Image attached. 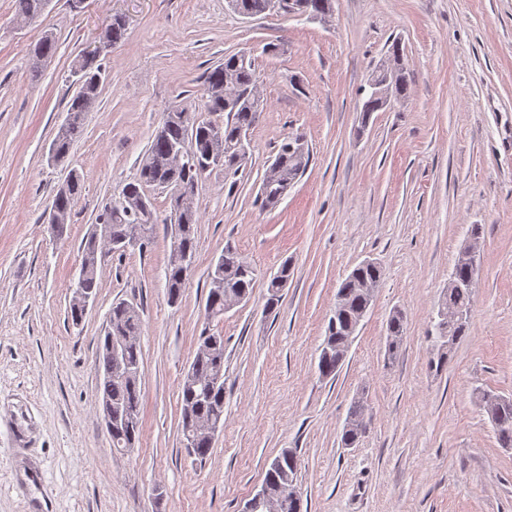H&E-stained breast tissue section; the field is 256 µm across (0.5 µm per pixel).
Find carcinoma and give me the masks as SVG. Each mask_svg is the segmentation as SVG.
<instances>
[{"label":"carcinoma","instance_id":"cac0c4a2","mask_svg":"<svg viewBox=\"0 0 512 512\" xmlns=\"http://www.w3.org/2000/svg\"><path fill=\"white\" fill-rule=\"evenodd\" d=\"M16 16L30 21L39 19L45 12L47 0H14ZM308 15L322 16L334 10V0H301ZM239 12L249 16L265 13L267 0H236ZM127 24L119 17H112L107 27L111 45L116 46L125 39ZM56 51L55 35L46 30L30 48V71L36 77L41 72L43 62ZM75 67L82 71L83 81L79 90L67 104V116L63 133L56 135L58 151L66 154L70 146L83 132L84 115L88 112L86 99L98 98L103 83L102 64L84 58L77 61ZM382 77L389 79L392 99L406 97L408 82L401 63V48L395 43L380 65ZM257 83L252 61L237 54L224 58V62L211 68L204 80V111L211 114L225 112L227 120L216 121L201 119L197 126L190 125L175 109L163 113L162 121L155 130L150 145L143 157L136 181L126 184L119 198L112 202V211H101L96 224L87 236L82 265L87 268L83 290L90 296L97 294L98 262L105 255L104 247H113L124 233L134 230L143 236L140 250L152 243L155 225L163 222L174 225L173 244H177L190 253H195V230L198 213L195 202L181 204L185 194L195 195L199 180L206 173L205 154L210 136L221 134L224 142V174L235 177L242 170L246 157L240 155L239 143L242 137L256 121L258 107L247 98L248 92ZM187 154V160H176L177 152ZM311 158L308 142L302 134L285 136L277 148L273 161L276 170L266 174L260 186L256 201L261 208L276 205L285 196L288 189L305 173ZM152 186L170 192V214L159 219L153 204L145 194V188ZM81 191V180L76 174L70 176L65 184L58 187L52 202L51 212L61 218V222L52 225L53 230L63 234L70 217L74 200ZM291 267L285 263L271 277L268 283L269 297L267 307L273 308L279 302L283 288L288 284ZM190 270L169 255L166 269L168 295L175 303L181 296ZM257 278L256 268L246 259L230 249L224 251L208 271L209 290L205 302V314L210 319L224 315V299L227 296H240L249 299ZM382 270L376 264L358 265L342 281L336 293L340 309L333 322L328 323L324 344L334 343L342 338L349 322L356 319L360 312L369 307L370 299L365 291V283H380ZM472 292L467 288H450L444 294L443 302L448 309L467 312L471 306ZM112 331L105 332L98 353V367L103 371L102 392L103 409L108 411L112 421V446L121 451L132 448L141 433V398L137 379L120 380L112 376V341L128 338L125 358L128 363L140 366L142 351L140 336L142 330L141 312L138 306L120 301L112 305L110 312ZM404 333V316L396 311L388 324V357L397 356ZM343 365L336 357L335 348L330 352H321L318 368L322 376L334 377ZM193 383L182 381L181 385V431L199 429L193 435L187 451L197 459H205L213 448L214 438L200 429L202 424L224 422V337L211 329H203L198 337V349L188 369ZM363 404L354 402L351 415L359 417L360 429L345 430L342 442L346 446L354 445L361 437L366 424L362 419ZM495 431L504 448L512 447V398H502V403L493 417ZM298 459L296 454L283 449L270 463L263 483L277 490L289 482L296 481Z\"/></svg>","mask_w":512,"mask_h":512}]
</instances>
